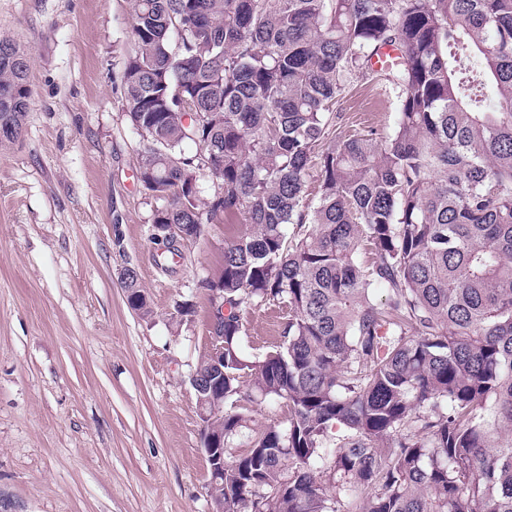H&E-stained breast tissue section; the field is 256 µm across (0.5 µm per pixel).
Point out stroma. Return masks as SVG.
<instances>
[{
  "label": "stroma",
  "mask_w": 512,
  "mask_h": 512,
  "mask_svg": "<svg viewBox=\"0 0 512 512\" xmlns=\"http://www.w3.org/2000/svg\"><path fill=\"white\" fill-rule=\"evenodd\" d=\"M132 22V0H0L31 89L21 136L0 146V512L212 510L191 376L207 350L203 282L242 227L205 225L177 259L153 240L120 83ZM396 108L357 80L337 131L390 133ZM127 268L151 316L128 305ZM185 302L194 315H178ZM284 315L246 307L242 351L278 344Z\"/></svg>",
  "instance_id": "obj_1"
}]
</instances>
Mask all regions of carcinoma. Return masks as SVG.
Instances as JSON below:
<instances>
[{"label": "carcinoma", "instance_id": "carcinoma-1", "mask_svg": "<svg viewBox=\"0 0 512 512\" xmlns=\"http://www.w3.org/2000/svg\"><path fill=\"white\" fill-rule=\"evenodd\" d=\"M132 35L121 84L152 223L248 225L205 285L224 289V359L196 370L224 392V452L245 446L211 472L215 501L512 512V0H133ZM387 46L394 130L336 134V103ZM12 53L1 39L0 122L20 133ZM247 305L288 308L278 349L240 351ZM267 398L285 428L252 426Z\"/></svg>", "mask_w": 512, "mask_h": 512}]
</instances>
